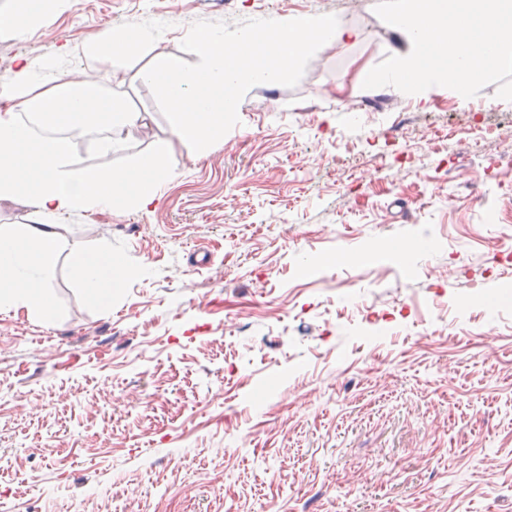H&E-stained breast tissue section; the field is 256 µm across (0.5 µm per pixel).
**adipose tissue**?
<instances>
[{
  "label": "adipose tissue",
  "mask_w": 512,
  "mask_h": 512,
  "mask_svg": "<svg viewBox=\"0 0 512 512\" xmlns=\"http://www.w3.org/2000/svg\"><path fill=\"white\" fill-rule=\"evenodd\" d=\"M156 37L129 27L106 29L83 48V68L106 66L108 81L124 82L126 60L154 48ZM67 50L40 66L18 62L10 79L0 82V199H27L40 221L0 228V307H22L54 322L49 280L62 248L56 219L72 212L109 213L127 206L147 210L169 176L171 143L158 141L152 152L113 170L74 166L69 135L90 139L107 153L123 149L127 135L141 126V113L112 92L89 91L84 80H66L62 60ZM40 112L54 134L38 132L20 120ZM75 278L100 308L112 305L129 270L119 254L104 248L72 256Z\"/></svg>",
  "instance_id": "obj_1"
}]
</instances>
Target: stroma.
Segmentation results:
<instances>
[{
	"label": "stroma",
	"instance_id": "1",
	"mask_svg": "<svg viewBox=\"0 0 512 512\" xmlns=\"http://www.w3.org/2000/svg\"><path fill=\"white\" fill-rule=\"evenodd\" d=\"M377 0H334L354 42L295 87H259L206 154L174 141L148 211L66 214L58 317L0 309V499L10 512H512V307L485 271L512 251V102L363 88L403 49ZM321 0H65L0 74L110 27L181 42L197 20L319 14ZM151 60L119 93L146 113L115 169L170 138ZM448 125L451 143L428 129ZM481 151H474L475 139ZM147 266L103 312L71 257Z\"/></svg>",
	"mask_w": 512,
	"mask_h": 512
}]
</instances>
